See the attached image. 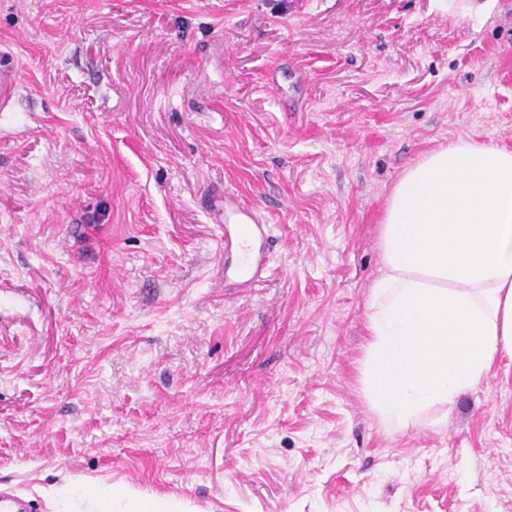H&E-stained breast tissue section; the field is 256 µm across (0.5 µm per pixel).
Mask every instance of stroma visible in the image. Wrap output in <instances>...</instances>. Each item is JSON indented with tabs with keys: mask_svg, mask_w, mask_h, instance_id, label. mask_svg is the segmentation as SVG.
<instances>
[{
	"mask_svg": "<svg viewBox=\"0 0 512 512\" xmlns=\"http://www.w3.org/2000/svg\"><path fill=\"white\" fill-rule=\"evenodd\" d=\"M461 137L512 149V0H0V484L512 512V359L400 430L360 381L388 193ZM225 188L272 229L244 291Z\"/></svg>",
	"mask_w": 512,
	"mask_h": 512,
	"instance_id": "stroma-1",
	"label": "stroma"
}]
</instances>
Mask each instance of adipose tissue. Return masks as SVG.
<instances>
[{"instance_id":"ef3b65f1","label":"adipose tissue","mask_w":512,"mask_h":512,"mask_svg":"<svg viewBox=\"0 0 512 512\" xmlns=\"http://www.w3.org/2000/svg\"><path fill=\"white\" fill-rule=\"evenodd\" d=\"M377 240L361 381L397 425L512 358V150L460 138L393 184Z\"/></svg>"}]
</instances>
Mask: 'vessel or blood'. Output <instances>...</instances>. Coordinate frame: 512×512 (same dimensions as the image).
<instances>
[{
  "instance_id": "b4317fda",
  "label": "vessel or blood",
  "mask_w": 512,
  "mask_h": 512,
  "mask_svg": "<svg viewBox=\"0 0 512 512\" xmlns=\"http://www.w3.org/2000/svg\"><path fill=\"white\" fill-rule=\"evenodd\" d=\"M208 216L224 233L225 285L248 289L272 273L271 228L234 192L212 194Z\"/></svg>"
}]
</instances>
